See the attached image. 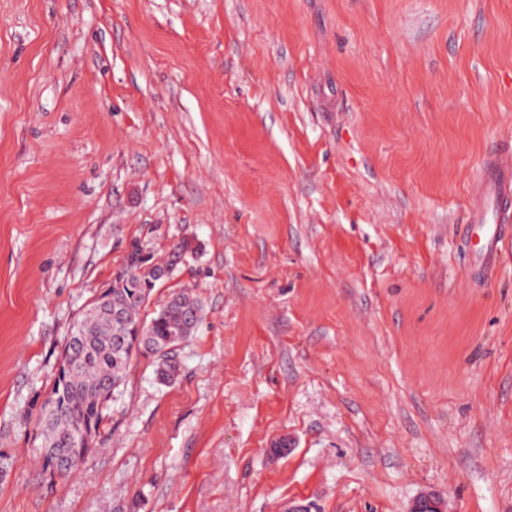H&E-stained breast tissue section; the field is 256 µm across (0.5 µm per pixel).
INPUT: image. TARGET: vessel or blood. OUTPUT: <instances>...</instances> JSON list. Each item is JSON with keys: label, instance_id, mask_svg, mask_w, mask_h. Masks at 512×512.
Segmentation results:
<instances>
[{"label": "vessel or blood", "instance_id": "b4317fda", "mask_svg": "<svg viewBox=\"0 0 512 512\" xmlns=\"http://www.w3.org/2000/svg\"><path fill=\"white\" fill-rule=\"evenodd\" d=\"M465 230L478 239L480 270H493L512 238V145L487 152L468 200Z\"/></svg>", "mask_w": 512, "mask_h": 512}]
</instances>
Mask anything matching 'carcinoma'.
I'll return each instance as SVG.
<instances>
[{
    "label": "carcinoma",
    "instance_id": "cac0c4a2",
    "mask_svg": "<svg viewBox=\"0 0 512 512\" xmlns=\"http://www.w3.org/2000/svg\"><path fill=\"white\" fill-rule=\"evenodd\" d=\"M187 251L188 244L179 243L166 261L155 262L140 241H132L124 265L112 276L110 299L92 307L72 326L60 360L69 368L66 383L62 386L51 382L34 417L43 473H48L56 454L69 444L80 426L99 428L102 397L118 389L126 378L132 348L120 339L128 337L131 330L141 331L137 350L157 358L161 378H175L178 366L172 353L193 335L202 303L193 294L181 291L172 294L150 319H140L139 312L148 305L157 283Z\"/></svg>",
    "mask_w": 512,
    "mask_h": 512
}]
</instances>
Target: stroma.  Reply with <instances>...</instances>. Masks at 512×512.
<instances>
[{
	"mask_svg": "<svg viewBox=\"0 0 512 512\" xmlns=\"http://www.w3.org/2000/svg\"><path fill=\"white\" fill-rule=\"evenodd\" d=\"M512 140V0H0V512H512V249L461 220ZM140 240L134 357L47 479L26 420Z\"/></svg>",
	"mask_w": 512,
	"mask_h": 512,
	"instance_id": "obj_1",
	"label": "stroma"
}]
</instances>
